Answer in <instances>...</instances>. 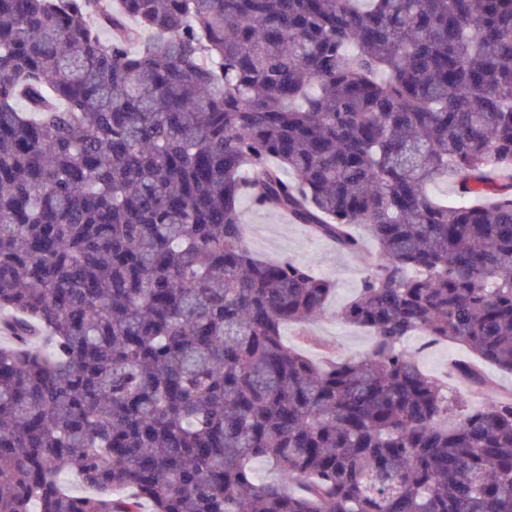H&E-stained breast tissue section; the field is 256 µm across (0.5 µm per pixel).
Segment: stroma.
I'll return each instance as SVG.
<instances>
[{"label":"stroma","instance_id":"obj_1","mask_svg":"<svg viewBox=\"0 0 512 512\" xmlns=\"http://www.w3.org/2000/svg\"><path fill=\"white\" fill-rule=\"evenodd\" d=\"M241 209L246 219V238L254 254L267 260L290 258L307 263L335 285L328 311L309 326L307 335H299L290 326L283 332L285 340L302 348L317 363L329 356L347 358L366 354L372 346L368 332L344 322L339 312L357 293L366 267L375 261L374 244L365 242L359 253L347 254L331 242L313 237L306 227L286 222L282 213L258 210L246 201ZM406 347L429 374L444 375L456 361L479 366L492 379L493 387L484 392L462 387L461 393L468 404H481L512 393V373L479 362L463 348L451 344L430 345L420 335L411 336Z\"/></svg>","mask_w":512,"mask_h":512}]
</instances>
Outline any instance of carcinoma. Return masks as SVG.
Listing matches in <instances>:
<instances>
[{"label": "carcinoma", "instance_id": "obj_1", "mask_svg": "<svg viewBox=\"0 0 512 512\" xmlns=\"http://www.w3.org/2000/svg\"><path fill=\"white\" fill-rule=\"evenodd\" d=\"M245 198L373 239L369 356ZM0 334V512H512V395L405 348L512 372V0H0ZM406 348L426 373L438 376L448 374V385L457 386L469 405L481 404L495 399L498 395L512 393V373L480 361L463 348L451 344L427 345L426 339L419 334L407 340ZM455 361L467 362L486 373L493 381L492 389L477 392L463 384H458L451 373V365Z\"/></svg>", "mask_w": 512, "mask_h": 512}]
</instances>
